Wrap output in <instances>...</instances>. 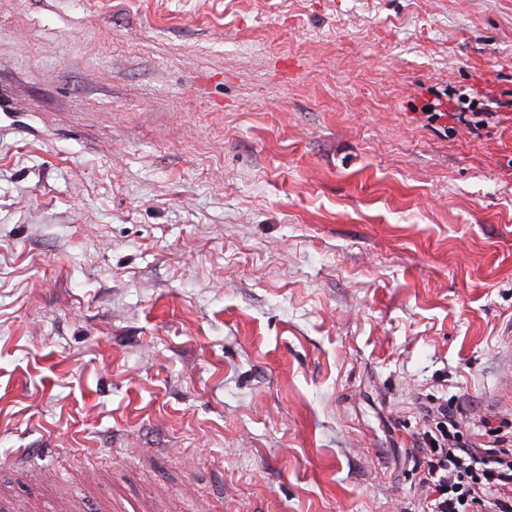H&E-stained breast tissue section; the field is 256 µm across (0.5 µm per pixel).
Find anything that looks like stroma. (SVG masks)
Returning <instances> with one entry per match:
<instances>
[{
    "instance_id": "35a3bbf8",
    "label": "stroma",
    "mask_w": 512,
    "mask_h": 512,
    "mask_svg": "<svg viewBox=\"0 0 512 512\" xmlns=\"http://www.w3.org/2000/svg\"><path fill=\"white\" fill-rule=\"evenodd\" d=\"M438 406L512 434V0H0V512H421Z\"/></svg>"
}]
</instances>
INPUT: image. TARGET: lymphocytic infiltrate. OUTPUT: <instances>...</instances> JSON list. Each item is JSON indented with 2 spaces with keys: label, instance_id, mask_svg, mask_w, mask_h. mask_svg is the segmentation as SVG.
<instances>
[{
  "label": "lymphocytic infiltrate",
  "instance_id": "f902f5d3",
  "mask_svg": "<svg viewBox=\"0 0 512 512\" xmlns=\"http://www.w3.org/2000/svg\"><path fill=\"white\" fill-rule=\"evenodd\" d=\"M416 445L423 512H512V437L490 429L483 444L465 441L458 416L440 408Z\"/></svg>",
  "mask_w": 512,
  "mask_h": 512
}]
</instances>
